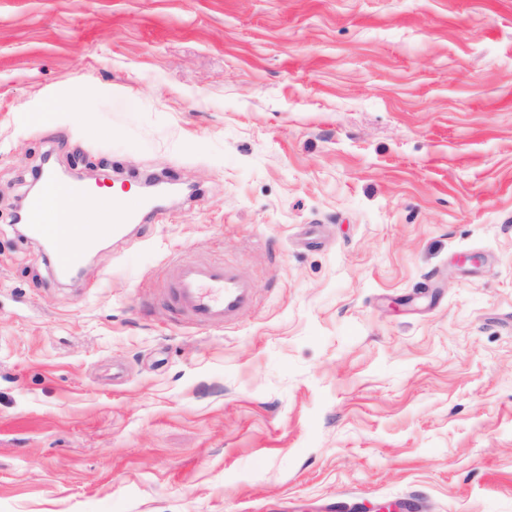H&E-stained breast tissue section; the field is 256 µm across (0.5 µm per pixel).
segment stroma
<instances>
[{
	"mask_svg": "<svg viewBox=\"0 0 512 512\" xmlns=\"http://www.w3.org/2000/svg\"><path fill=\"white\" fill-rule=\"evenodd\" d=\"M48 152L188 189L65 280ZM389 502L512 512V0H0V512ZM34 206L41 208L47 218H51V224H40V217L35 211H28L25 223L28 225V232L31 237L37 238L51 246L63 239L67 234H72L77 229V224H57L55 217L59 212H65L71 209L70 202L68 207L67 200L63 196L54 195L44 190L35 200ZM68 207V208H67ZM250 284L222 263L184 260L171 271L167 296L173 306L194 323L224 326L246 306Z\"/></svg>",
	"mask_w": 512,
	"mask_h": 512,
	"instance_id": "obj_1",
	"label": "stroma"
}]
</instances>
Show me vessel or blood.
<instances>
[{
  "mask_svg": "<svg viewBox=\"0 0 512 512\" xmlns=\"http://www.w3.org/2000/svg\"><path fill=\"white\" fill-rule=\"evenodd\" d=\"M138 213V207L134 206L121 212L114 223L87 227V239L77 241L71 250L55 252L54 264L58 272L74 268L81 256L94 248L96 240L120 234L127 223L137 218ZM26 222L31 237L50 245L76 230L72 224L41 223L39 215L33 211L27 213ZM249 288V283L232 267L222 263L184 260L172 268L167 296L173 306L194 323L221 326L234 320L246 306Z\"/></svg>",
  "mask_w": 512,
  "mask_h": 512,
  "instance_id": "vessel-or-blood-1",
  "label": "vessel or blood"
}]
</instances>
